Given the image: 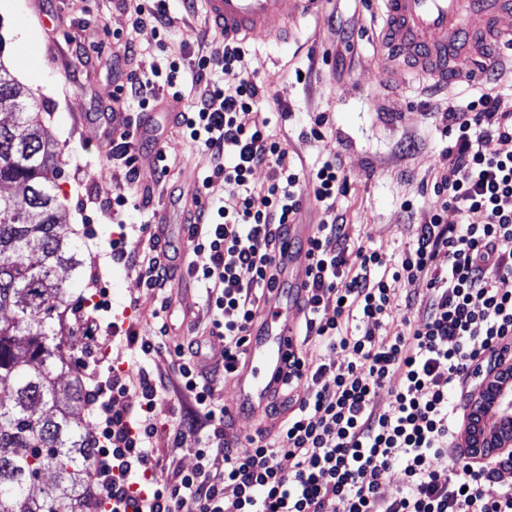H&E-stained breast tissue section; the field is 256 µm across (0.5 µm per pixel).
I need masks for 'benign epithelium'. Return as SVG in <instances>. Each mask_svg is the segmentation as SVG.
<instances>
[{
    "mask_svg": "<svg viewBox=\"0 0 512 512\" xmlns=\"http://www.w3.org/2000/svg\"><path fill=\"white\" fill-rule=\"evenodd\" d=\"M508 382H512V366L504 364L490 371L473 395L474 414L465 442L476 458L490 459L512 451V390L503 391Z\"/></svg>",
    "mask_w": 512,
    "mask_h": 512,
    "instance_id": "1",
    "label": "benign epithelium"
}]
</instances>
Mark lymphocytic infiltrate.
<instances>
[{"label":"lymphocytic infiltrate","instance_id":"f902f5d3","mask_svg":"<svg viewBox=\"0 0 512 512\" xmlns=\"http://www.w3.org/2000/svg\"><path fill=\"white\" fill-rule=\"evenodd\" d=\"M244 56L241 45L225 44L219 80L212 56L200 55L171 61L160 82L130 73L119 89L121 104L143 113L165 97L182 102L184 80L203 87L177 115L186 138L210 157L187 215V245L208 253L209 262L189 265L187 273L206 290L209 333L224 339L228 376L263 298L280 285L275 244L302 206L300 174L283 142L266 124L238 120L269 98ZM439 122L448 140L440 153L445 167L433 185L429 219L400 260L348 244L333 214L345 187L341 164L327 161L316 171L312 188L325 217L307 242L312 268L301 339L317 340L331 356L313 364L303 352L289 355L265 412L281 421L275 434L259 429L242 442L225 440L224 409L212 400L215 378L199 361V343L175 345L177 378L204 433L195 466L165 481L149 446L165 382L139 369L140 404L129 411L119 404L127 393L121 374L102 384L99 362H82L93 382L86 410L97 425L88 436L99 450L90 465L94 512H512V487L497 483L500 471L512 469V453L471 459L459 442L465 411L454 399L494 356L512 350V291L501 287L512 277V103L483 93L465 107L449 106ZM262 165L272 175L255 193L251 177ZM217 181L235 192L214 207L202 192ZM449 209L460 223L444 222ZM475 213L481 223H469ZM110 249L114 260L138 268L146 287L167 282L166 250L141 261L123 233ZM416 280L425 283L426 301L409 315L397 291ZM91 286L93 313L72 311L90 353L100 315L112 309L102 276ZM389 321L396 333L380 335ZM384 386L390 400L382 406L376 392ZM394 466L405 476L395 495L386 489ZM137 484L147 487L146 496L134 492Z\"/></svg>","mask_w":512,"mask_h":512}]
</instances>
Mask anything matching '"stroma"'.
Returning <instances> with one entry per match:
<instances>
[{"label":"stroma","mask_w":512,"mask_h":512,"mask_svg":"<svg viewBox=\"0 0 512 512\" xmlns=\"http://www.w3.org/2000/svg\"><path fill=\"white\" fill-rule=\"evenodd\" d=\"M133 0H0V35L6 51L0 56L23 91L26 104L42 109L48 134L65 160L61 183L67 221L74 232L81 266L75 274L78 294L90 296L88 283L102 272L114 314L125 316L110 345L97 350L105 365L129 356L143 342L154 350L145 361L152 376L167 379L169 389L159 401L153 451L165 479L191 470L198 445L188 434L181 444L173 437L190 406L178 387L171 355L174 343L194 337L203 343L205 364L222 367L224 339L209 333L204 292L183 265L187 226L183 222L185 193L209 167V157L183 136L166 107L139 114L112 108V97L128 69L150 73L167 69L169 61L208 54L221 36L206 23L201 5L172 0L175 28L166 48H159L151 27L131 28ZM378 0H316L309 14L298 18L288 42L245 45V66L269 93L258 112H243L240 123L267 120L268 129L285 140L302 170V208L310 223L321 224L322 206L311 192L316 170L334 158L342 163L347 183L337 195L334 211L343 218L352 241L388 255L403 252L418 224L428 219L439 154L446 144L435 113L448 104L466 105L476 90L512 98V73L481 85L458 84L441 91L411 74L380 65L381 35ZM134 39L140 52L133 66L124 64V45ZM310 70L309 81L297 82L296 70ZM109 107L106 121L94 116L97 106ZM289 110L282 120L281 110ZM138 123L135 148L139 182L126 185L124 169L113 162L104 143L105 131L122 132ZM319 127L313 138L311 127ZM164 146L169 172L160 176L152 139ZM134 205L113 213L102 206L120 190ZM169 228L162 239L173 259L172 278L160 289L142 284L137 269L106 261L97 268L91 251L106 252L118 233L147 256L158 218ZM171 306L158 319L163 297ZM167 335H160V325Z\"/></svg>","instance_id":"stroma-1"}]
</instances>
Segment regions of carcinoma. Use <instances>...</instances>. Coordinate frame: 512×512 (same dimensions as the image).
Here are the masks:
<instances>
[{"label": "carcinoma", "mask_w": 512, "mask_h": 512, "mask_svg": "<svg viewBox=\"0 0 512 512\" xmlns=\"http://www.w3.org/2000/svg\"><path fill=\"white\" fill-rule=\"evenodd\" d=\"M0 38V512H88L87 464L97 455L81 426L87 390L59 317L80 302L58 270L81 265L67 247L62 163L39 113L20 101Z\"/></svg>", "instance_id": "obj_1"}]
</instances>
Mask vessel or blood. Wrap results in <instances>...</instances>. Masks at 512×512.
Segmentation results:
<instances>
[{
	"label": "vessel or blood",
	"mask_w": 512,
	"mask_h": 512,
	"mask_svg": "<svg viewBox=\"0 0 512 512\" xmlns=\"http://www.w3.org/2000/svg\"><path fill=\"white\" fill-rule=\"evenodd\" d=\"M306 0H201L209 26L238 43L279 42L301 14ZM387 52L385 66L403 61L439 86L486 79L497 46L512 40L502 23L512 0H380ZM313 231L308 221L288 227L277 245L276 262L290 289L273 295L249 331L245 356L236 368L237 391L227 416L259 415L282 383L288 355L295 349L297 322L304 314L311 260L295 249Z\"/></svg>",
	"instance_id": "1"
}]
</instances>
